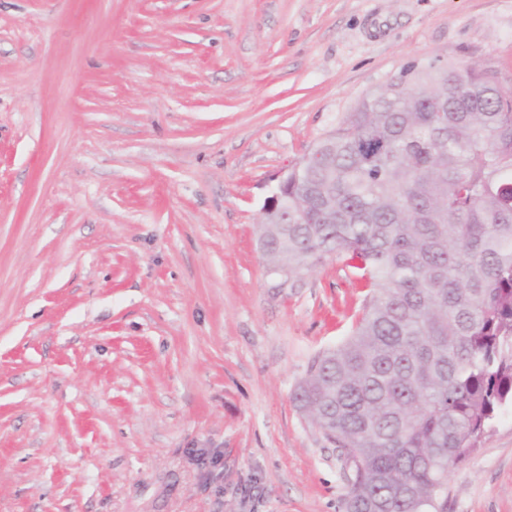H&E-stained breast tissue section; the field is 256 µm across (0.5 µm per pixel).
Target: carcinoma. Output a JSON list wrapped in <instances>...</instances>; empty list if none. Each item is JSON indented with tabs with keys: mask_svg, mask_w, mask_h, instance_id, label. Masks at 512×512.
<instances>
[{
	"mask_svg": "<svg viewBox=\"0 0 512 512\" xmlns=\"http://www.w3.org/2000/svg\"><path fill=\"white\" fill-rule=\"evenodd\" d=\"M316 152L261 249L290 273L342 254L373 294L297 399L351 461L346 512H446L448 472L512 405V85L410 65Z\"/></svg>",
	"mask_w": 512,
	"mask_h": 512,
	"instance_id": "obj_1",
	"label": "carcinoma"
}]
</instances>
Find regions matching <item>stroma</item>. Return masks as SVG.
<instances>
[{
    "label": "stroma",
    "instance_id": "35a3bbf8",
    "mask_svg": "<svg viewBox=\"0 0 512 512\" xmlns=\"http://www.w3.org/2000/svg\"><path fill=\"white\" fill-rule=\"evenodd\" d=\"M411 63L512 80V0H0V512H345L292 393L370 291L258 223ZM447 487L512 512V406Z\"/></svg>",
    "mask_w": 512,
    "mask_h": 512
}]
</instances>
